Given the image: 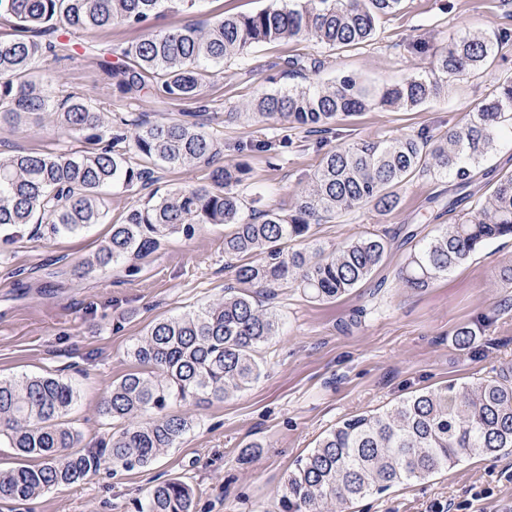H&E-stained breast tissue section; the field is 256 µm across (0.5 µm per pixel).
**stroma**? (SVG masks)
Returning <instances> with one entry per match:
<instances>
[{
  "label": "stroma",
  "instance_id": "1",
  "mask_svg": "<svg viewBox=\"0 0 512 512\" xmlns=\"http://www.w3.org/2000/svg\"><path fill=\"white\" fill-rule=\"evenodd\" d=\"M271 0H205L200 12H170L159 28L249 13ZM512 31V5L503 0H405L372 41L352 49L316 42H279L251 49L225 63L197 101L156 94H125L99 67L93 49L120 51L143 32L121 24L71 34L70 58H43L36 74L51 80L56 99L74 95L117 117L163 123L193 112L221 142L218 163H246L243 195L288 209L300 184L330 149L363 139H387L448 130L466 115L497 78L512 73V45L478 76L449 82L439 96L412 111L372 108L337 120L331 131L310 133L285 123L246 117L261 92L321 86L342 75L382 86L430 69L432 53L465 34ZM306 56L303 70L283 64ZM78 134L45 113L0 124V152H74ZM398 208L380 215L364 206L312 228L311 241L329 248L369 232L387 234L392 248L370 279L333 302L308 298L302 289H277L265 305L277 316L276 336L261 347L262 373L247 389L221 401L188 403L193 421L177 447L145 467H110L77 486L58 487L26 501L0 500V512H137L136 504L168 480L187 482L194 512H279V499L298 459L340 421L385 410L419 390L451 382L472 383L512 364V282L500 277L512 263V239L493 241L429 288L402 287L399 274L411 248L405 229L431 238L474 209L476 197L452 211L441 203L449 180L422 174L402 183ZM149 190L129 195L107 187L108 220L67 235H43L33 226L0 232V379L53 374L70 382L79 400L67 420L84 447L107 438L100 412L104 397L138 368L130 355L136 338L157 319L196 311L222 299L234 282L224 254L221 224H201L193 237L174 235L137 271L122 262L78 275L75 265L97 249L112 225ZM481 322L475 344L460 347L457 327ZM454 503L464 512H512V453L475 455L434 477L398 484L356 501L350 512H428Z\"/></svg>",
  "mask_w": 512,
  "mask_h": 512
}]
</instances>
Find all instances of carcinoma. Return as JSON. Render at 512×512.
Returning <instances> with one entry per match:
<instances>
[{"label":"carcinoma","instance_id":"carcinoma-1","mask_svg":"<svg viewBox=\"0 0 512 512\" xmlns=\"http://www.w3.org/2000/svg\"><path fill=\"white\" fill-rule=\"evenodd\" d=\"M201 0H0V19L13 33L0 35V122L52 112L61 126L80 134V154L14 152L0 154V228L35 225L53 235L71 234L106 215L102 188L135 193L155 182L153 165L171 168L203 164L208 182L153 195L126 211L112 225L98 252L76 266L79 273L103 269L159 249L165 237H190L198 224H227L224 254L251 261L237 266V286L208 308L152 324L130 355L147 372L125 375L112 387L100 412L111 422L108 440L94 449L79 447L80 435L64 422L77 391L59 377L39 375L0 379V439L21 456L40 463L0 471V499L29 500L58 486L79 485L110 465L145 467L192 429V421L173 407L191 401L222 400L261 375L255 353L276 335L278 319L259 297L295 282L310 298L334 300L349 293L380 268L391 239L368 234L311 260L297 248L311 227L343 212L373 205L382 215L399 205L395 188L422 172L452 180L461 195L476 182L478 169L496 143L512 138V74L497 79L458 129L366 139L328 151L308 184L283 211L246 199L235 191L246 165L212 167L220 153L214 135L189 121L192 112L165 124L121 119L105 129L98 109L68 96L52 100L36 63L49 53L70 56V42L42 40L54 27L72 31L112 24L146 29L168 5L185 12ZM403 0H288L249 14L229 15L207 28L195 23L148 34L121 51V61L100 66L124 92L155 91L172 101L197 99L200 88L224 61L248 49L283 40H313L329 47L361 45L381 20L398 13ZM512 43L504 29L461 36L435 55L429 73L374 87L341 76L322 88L297 87L263 92L249 105L251 115L316 132L328 131L340 117L372 107L412 110L441 93L449 82L494 61L495 50ZM512 236V173L491 184L476 211L429 240L414 242L399 278L404 287L427 288L464 263L479 247ZM478 326L455 331L463 347L474 344ZM151 413L146 423L137 418ZM512 448V367L473 384L453 382L400 399L378 413L339 422L288 476L280 512H325L348 507L372 493L430 478L464 458L495 456ZM137 512H193L192 489L173 479L155 486Z\"/></svg>","mask_w":512,"mask_h":512}]
</instances>
